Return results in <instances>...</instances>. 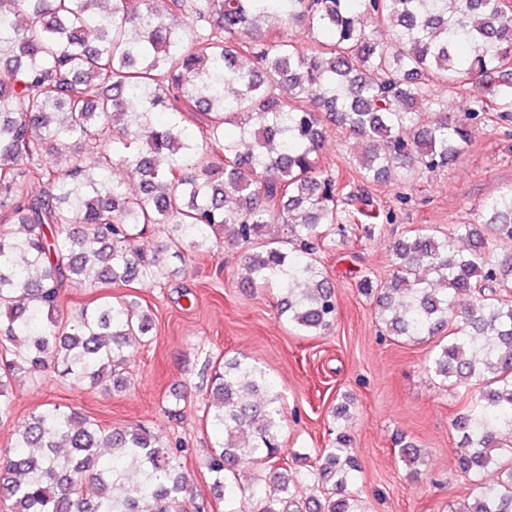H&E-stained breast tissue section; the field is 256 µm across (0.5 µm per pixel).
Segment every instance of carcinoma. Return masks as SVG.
Returning <instances> with one entry per match:
<instances>
[{"instance_id": "obj_1", "label": "carcinoma", "mask_w": 512, "mask_h": 512, "mask_svg": "<svg viewBox=\"0 0 512 512\" xmlns=\"http://www.w3.org/2000/svg\"><path fill=\"white\" fill-rule=\"evenodd\" d=\"M315 39L300 50L288 31ZM0 422L13 386L51 371L128 387L129 348L147 343L141 303L81 288H147L178 274L139 245L168 226L166 251L244 248L240 287L274 288L306 335L336 318L319 258L332 230L369 236L393 221L363 185L411 186L448 167L493 124L512 136V0H0ZM468 97L448 116L434 91ZM354 139L357 180L322 165L326 135ZM97 157L98 170L81 157ZM131 168L138 188L110 175ZM470 243L467 249L457 241ZM391 277L361 275L390 336L432 344L441 382L476 387L453 428L470 500L448 512H512V185L477 224L431 225L392 245ZM269 375L247 358L215 365L205 424L216 489L245 462L269 467L252 512H365L343 429L290 489L284 418ZM416 478L420 449L394 438ZM112 461H101V449ZM177 455L142 424L105 428L77 407L33 411L0 448L8 512H187ZM493 471L495 479L485 480Z\"/></svg>"}]
</instances>
